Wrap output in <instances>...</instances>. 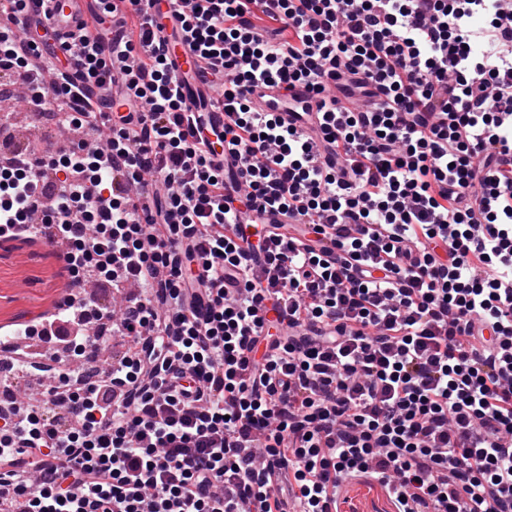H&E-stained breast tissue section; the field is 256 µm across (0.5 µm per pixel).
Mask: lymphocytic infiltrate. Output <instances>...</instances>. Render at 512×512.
I'll use <instances>...</instances> for the list:
<instances>
[{
	"instance_id": "lymphocytic-infiltrate-1",
	"label": "lymphocytic infiltrate",
	"mask_w": 512,
	"mask_h": 512,
	"mask_svg": "<svg viewBox=\"0 0 512 512\" xmlns=\"http://www.w3.org/2000/svg\"><path fill=\"white\" fill-rule=\"evenodd\" d=\"M173 13L228 120L197 118L143 0L58 34L0 29V81L105 147L0 166V237L134 287L47 400L0 424V512H512V0H187ZM301 85L306 124L254 105ZM262 205L292 234L225 235ZM331 247H324V240ZM275 277L248 272V253ZM339 512H394V506L379 486L355 482L341 497Z\"/></svg>"
}]
</instances>
